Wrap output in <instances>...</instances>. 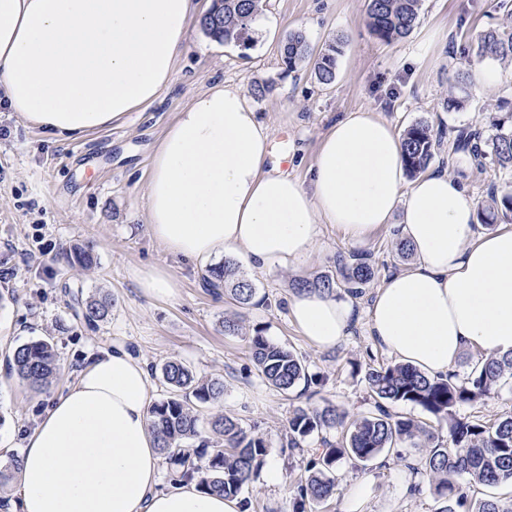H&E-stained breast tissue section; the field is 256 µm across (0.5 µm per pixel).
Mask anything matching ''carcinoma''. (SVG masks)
<instances>
[{
    "instance_id": "obj_1",
    "label": "carcinoma",
    "mask_w": 512,
    "mask_h": 512,
    "mask_svg": "<svg viewBox=\"0 0 512 512\" xmlns=\"http://www.w3.org/2000/svg\"><path fill=\"white\" fill-rule=\"evenodd\" d=\"M421 6L422 0H368L369 27L384 41L403 39L417 25ZM261 10L262 0H219L203 16L200 26L218 41L247 47L254 42L253 24ZM342 48L343 42L338 40L314 55L304 35L294 32L284 43L282 60L290 70L299 62L313 61L319 81L329 84L336 77ZM473 52L479 60L492 57L512 62V28L484 31ZM442 138L443 132H434L423 121L404 130L405 164L410 176L428 169ZM450 154L465 157L481 170L488 159L502 169H512V127L499 126L488 139L479 129H456ZM477 219L486 226L512 221V192L489 185L486 199L478 207ZM341 266L344 274L340 284L329 276H320L301 280L297 287L332 294L341 286L347 293L359 296L376 274L367 253L353 252L341 259ZM207 285L229 289L231 300L240 308L255 304L254 284L238 274L230 260L208 268ZM111 307L107 299L91 296L83 303V316L92 324L102 322ZM249 342L254 361L270 385L288 391L312 380L303 358L271 342L263 328H254ZM13 368L20 379L33 387L48 383L57 370L53 346L46 341L19 346L13 354ZM161 374L171 392L151 407V428L172 480L195 479L207 491L222 493L227 498L238 497L265 463V439L238 419L217 415L211 428L218 440L201 444L192 454L186 452L182 441L198 435L199 415L192 402L207 404L220 400L224 396V382L198 379L176 359L163 363ZM509 379L511 355L482 358L461 379L455 374L430 378L403 363L370 366L364 372V380L375 411L352 415L336 407H296L288 418L289 452L302 450L307 437L326 429L340 432L341 439L331 441L324 437L321 447L312 450L305 476L295 486L292 512H307L308 505L323 503L333 496V472L340 460L346 458L356 466H365L383 455L402 459L408 447L425 449L414 471L427 482L432 494L445 502L441 512H512V497L504 499L495 493L481 492L483 488L494 490L512 481V413L491 423L476 416L457 415L459 407L499 392ZM390 404L421 408L438 424L448 426V440L418 420L391 414Z\"/></svg>"
}]
</instances>
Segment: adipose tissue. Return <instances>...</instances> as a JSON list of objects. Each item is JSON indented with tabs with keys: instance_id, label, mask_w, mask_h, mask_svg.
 <instances>
[{
	"instance_id": "adipose-tissue-1",
	"label": "adipose tissue",
	"mask_w": 512,
	"mask_h": 512,
	"mask_svg": "<svg viewBox=\"0 0 512 512\" xmlns=\"http://www.w3.org/2000/svg\"><path fill=\"white\" fill-rule=\"evenodd\" d=\"M194 0H0V105L78 139L153 104L171 81ZM296 149L275 154L268 126L236 87L216 85L179 112L151 159L147 226L173 255H232L265 271L307 264L324 224L363 240L398 223L413 248L367 308L374 341L427 375L468 351L512 353V226L476 233L478 204L447 171L407 181L402 134L375 110L324 134L298 178ZM319 350L357 323L351 301L314 289L289 298ZM150 381L124 347L92 356L24 438L20 512H238L195 481L158 487Z\"/></svg>"
}]
</instances>
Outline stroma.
<instances>
[{"label":"stroma","instance_id":"stroma-1","mask_svg":"<svg viewBox=\"0 0 512 512\" xmlns=\"http://www.w3.org/2000/svg\"><path fill=\"white\" fill-rule=\"evenodd\" d=\"M366 6L367 0H262L255 41L248 48L218 42L193 25L172 81L154 104L76 140L56 138L0 107V471L20 455L23 436L51 399L75 382L87 359L116 344L145 363L152 401L169 395L160 367L170 359L183 362L197 377L223 381V398L199 406L200 434L184 445L195 448L213 439L209 421L216 414L238 417L263 436L280 475L274 478L261 469L240 495V512H291L303 453L321 439L308 437L303 453L283 452L294 408L333 405L355 415L372 411L364 372L393 358L374 342L364 316L382 277L409 265L397 256L398 225L381 226L355 242L325 224L306 265L264 272L242 268L257 289V303L238 310L243 329L230 336L222 321L234 310L231 299L206 286L204 266L172 256L151 237L145 198L151 156L167 127L195 96L218 83L248 96L277 151L301 147V177L324 133L360 108L376 110L401 129L424 121L436 130L472 126L489 135L496 123L512 124V64L507 62L484 59L482 68L504 73V80L480 86L467 79L464 107L446 108L448 97L459 93L458 75L467 68L476 36L505 23L501 0H423L418 25L392 43L372 34ZM294 32L302 33L316 52L343 39L332 84L320 83L310 63L291 70L283 64V44ZM258 85L265 86L264 95H254ZM447 154V146H440L432 168L464 176L476 199H483L492 181L512 191V171L449 165ZM88 245L96 256L91 267L68 261L67 252ZM351 252L371 254L380 276L354 299L359 322L351 336L335 349L316 350L292 323L288 298L298 280L338 276L339 256ZM151 268L173 276V297L142 292L134 273ZM91 295L112 300L107 320L94 325L83 319L80 307ZM257 326L303 357L313 378L310 386L282 391L263 379L248 340ZM37 340L49 341L58 360L55 377L38 389L10 366L16 347ZM369 474L374 483L360 512H440L443 506L430 491L413 490L417 477L405 463L382 457L363 468L340 461L336 493L315 512H343L347 489Z\"/></svg>","mask_w":512,"mask_h":512}]
</instances>
